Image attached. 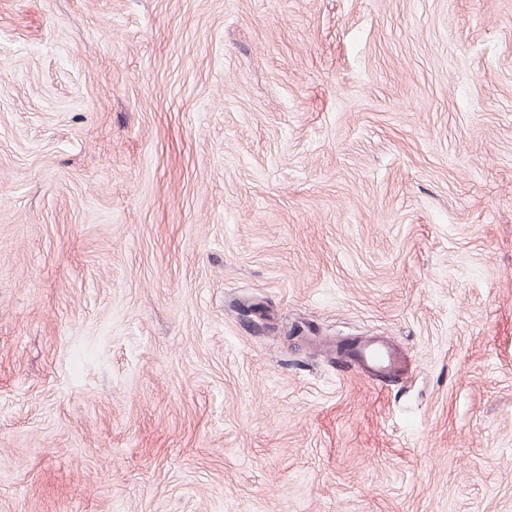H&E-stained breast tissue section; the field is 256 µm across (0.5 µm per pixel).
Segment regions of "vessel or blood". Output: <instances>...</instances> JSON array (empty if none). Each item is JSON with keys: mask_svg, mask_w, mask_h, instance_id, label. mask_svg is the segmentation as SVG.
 <instances>
[{"mask_svg": "<svg viewBox=\"0 0 512 512\" xmlns=\"http://www.w3.org/2000/svg\"><path fill=\"white\" fill-rule=\"evenodd\" d=\"M358 375L374 381H388L408 367L406 356L388 338L366 336L339 341L332 346Z\"/></svg>", "mask_w": 512, "mask_h": 512, "instance_id": "1", "label": "vessel or blood"}]
</instances>
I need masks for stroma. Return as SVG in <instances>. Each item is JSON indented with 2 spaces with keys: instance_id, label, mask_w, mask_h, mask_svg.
Instances as JSON below:
<instances>
[{
  "instance_id": "35a3bbf8",
  "label": "stroma",
  "mask_w": 512,
  "mask_h": 512,
  "mask_svg": "<svg viewBox=\"0 0 512 512\" xmlns=\"http://www.w3.org/2000/svg\"><path fill=\"white\" fill-rule=\"evenodd\" d=\"M0 512H512V0H0ZM329 349L340 352L355 373L373 381L395 379L408 367L406 356L385 336L341 340Z\"/></svg>"
}]
</instances>
